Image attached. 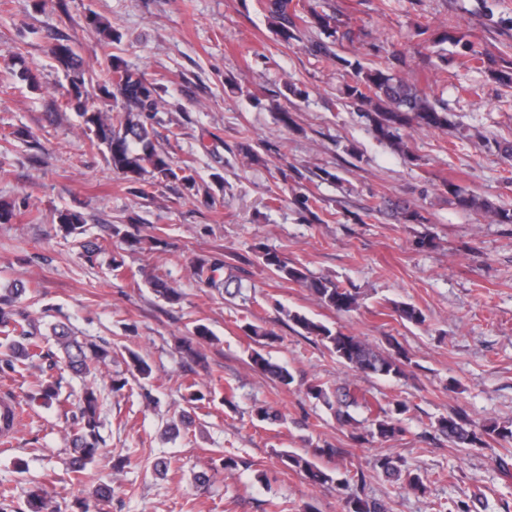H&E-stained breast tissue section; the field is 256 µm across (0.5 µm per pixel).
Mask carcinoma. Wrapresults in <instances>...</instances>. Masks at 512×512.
Wrapping results in <instances>:
<instances>
[{"label":"carcinoma","mask_w":512,"mask_h":512,"mask_svg":"<svg viewBox=\"0 0 512 512\" xmlns=\"http://www.w3.org/2000/svg\"><path fill=\"white\" fill-rule=\"evenodd\" d=\"M266 11L271 27L279 40L290 43L298 39L299 25L313 26L333 36L336 33V17L317 10L312 0H267ZM53 54L58 63L69 72L70 81L64 87L62 97L66 103H75L85 125L84 131L90 147L106 154L112 172L128 181H140L149 176L158 182H180L194 186L190 166H176L167 154L159 149L142 116L158 110L159 87L147 82L138 72L129 67L120 57L107 54V69L110 83H102L99 91L105 96L117 93L122 99L121 108L115 113L94 112L87 106L86 85L93 82V75L85 68L82 57L72 42H60ZM11 67L17 68L15 75L32 85L37 76L25 66L21 53L9 56ZM354 80L346 85L345 94L351 99L372 126L376 137L397 148H403V132L416 125L422 128L445 130L450 125L446 109L431 101L415 85L395 74L380 68L353 67ZM448 194L454 204L465 211L491 213L501 224H512V211L495 205L491 200L475 196L464 189L450 185ZM58 222L67 234H80L83 229L82 215L78 211L65 210L58 214ZM263 260L267 267L281 278L303 282L312 290L324 306L336 311H351L358 305L357 292L345 288L328 278L312 279L300 268L291 266L275 251H265ZM224 263L218 259L199 258L193 264L192 274L202 288H219L224 285L221 271ZM153 293L168 301L180 299L177 289L157 277L147 279ZM23 289L12 288L10 294L0 295V373H16L21 367H29L37 356L39 345L30 341L31 321L21 317L15 304ZM288 320L308 336L318 338L321 344L344 366L365 374L386 378H397L405 373L407 356L401 352L383 354L358 336L334 330L299 311H287ZM57 345L63 353L64 365L75 375L84 373L89 363H102L110 351L93 342L80 341L63 323L53 327ZM255 369L278 380L283 385L293 381L287 368L271 361L260 351L251 354ZM306 395L328 410L344 425L356 422L349 408L363 409L371 416L369 435L382 442L396 440L405 433L400 416L408 410L407 403L397 400L384 407L372 401L369 391L348 384L331 392L323 384L308 386ZM102 426L99 402L94 391L85 390L77 412L72 416L70 439L74 456L71 464L76 473L84 472L100 456ZM437 429L455 448H483L488 441H512V421H488L476 423L463 413L440 418ZM281 464L288 470L304 475L310 482L319 485H336L346 491L345 512H386L383 503L364 499L351 491V484L364 479L363 472L347 469L339 474L328 471L294 451L279 454ZM374 468L388 479H404L415 490L423 487L421 474L401 468L399 462L388 454L374 460ZM29 512H60L58 505L48 499L39 488L28 494Z\"/></svg>","instance_id":"1"}]
</instances>
